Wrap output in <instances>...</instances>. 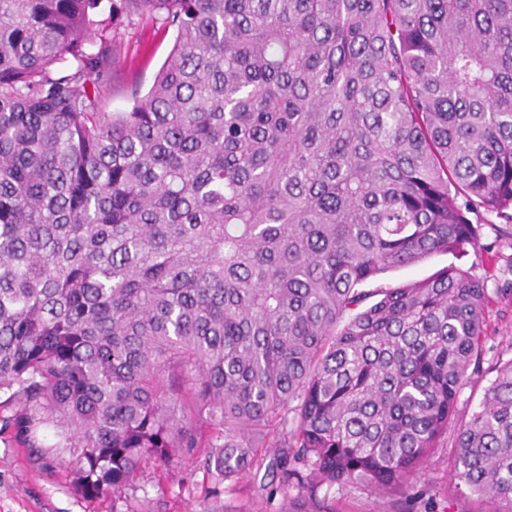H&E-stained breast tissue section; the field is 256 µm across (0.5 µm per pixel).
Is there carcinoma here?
<instances>
[{
  "label": "carcinoma",
  "mask_w": 512,
  "mask_h": 512,
  "mask_svg": "<svg viewBox=\"0 0 512 512\" xmlns=\"http://www.w3.org/2000/svg\"><path fill=\"white\" fill-rule=\"evenodd\" d=\"M174 46L105 112L112 40ZM512 244V0H0V391L86 496L195 448L280 486L388 495L454 431L455 490L512 512V358L468 420ZM377 298L367 304L371 298ZM451 263L485 281L488 335L492 336L487 346L493 345L494 350L485 356L483 367L488 368L498 357L504 360L512 358V296L506 297L500 290L512 288V248L500 245L489 254L476 253L470 249L460 259L451 254L436 253L413 265L389 269L379 274L368 288L399 286L427 279ZM494 373L486 374L482 378H475L461 392L458 409L459 419L466 418L470 410L478 403L485 386L493 378Z\"/></svg>",
  "instance_id": "1"
}]
</instances>
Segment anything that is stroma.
<instances>
[{"label":"stroma","instance_id":"stroma-1","mask_svg":"<svg viewBox=\"0 0 512 512\" xmlns=\"http://www.w3.org/2000/svg\"><path fill=\"white\" fill-rule=\"evenodd\" d=\"M111 37L118 62L113 73L115 92L106 98L104 109L122 112L131 106L126 88L136 85L148 91L173 46L174 35L159 30L153 21L137 19L113 31ZM452 263L485 282L492 345L486 364L512 358V296L503 294L504 289H512V248L471 251L459 259L436 253L413 265L387 270L375 283L399 286L420 281ZM37 439V447L27 448L13 430L0 431V512H112L111 497L81 494L72 484L69 468L43 455V448L55 442L49 430H39ZM453 460L452 448L438 449L414 487L415 498L409 499L402 493L342 495L335 490L302 496L294 488L273 495L249 475L234 486L215 484L196 456L168 466L149 458L135 483L134 496L152 499L155 512H285L295 501L301 502L302 512H479L481 505L475 497L456 493L450 478Z\"/></svg>","mask_w":512,"mask_h":512}]
</instances>
